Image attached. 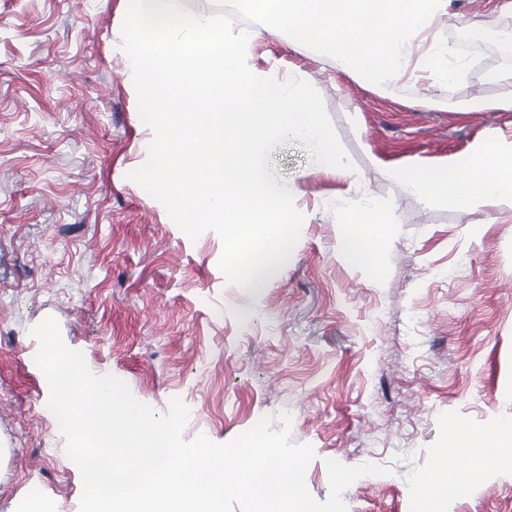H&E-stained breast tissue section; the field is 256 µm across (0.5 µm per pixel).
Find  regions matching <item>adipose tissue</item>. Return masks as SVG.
<instances>
[{"label":"adipose tissue","mask_w":512,"mask_h":512,"mask_svg":"<svg viewBox=\"0 0 512 512\" xmlns=\"http://www.w3.org/2000/svg\"><path fill=\"white\" fill-rule=\"evenodd\" d=\"M391 177L403 179L414 195L427 202H444L464 208L475 202L492 204L512 198V162L504 161L497 145L477 146L472 157L455 165L448 175H426L391 169ZM341 223L350 227L340 250L353 263H373L383 243V227L374 220L371 208L355 205L344 210ZM447 447L452 452L471 456L470 481H478L502 448L500 440L491 438L479 427L454 424L448 429Z\"/></svg>","instance_id":"ef3b65f1"}]
</instances>
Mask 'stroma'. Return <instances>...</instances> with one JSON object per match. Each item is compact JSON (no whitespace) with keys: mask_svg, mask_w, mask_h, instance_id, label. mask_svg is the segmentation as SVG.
<instances>
[{"mask_svg":"<svg viewBox=\"0 0 512 512\" xmlns=\"http://www.w3.org/2000/svg\"><path fill=\"white\" fill-rule=\"evenodd\" d=\"M127 0H0V512H78L83 484L48 408L32 330L54 317L90 369L158 411L189 410L185 439L223 443L262 418L291 419L311 445L305 472L330 493L327 460L388 467L343 494L347 512H512V455L464 488L438 479L449 424L495 433L512 422V199L458 209L412 195L389 168L441 174L477 144L512 158V0H448L422 50L478 55L439 106L428 81L385 90L287 35L247 24L248 65L310 82L353 171H323L309 147L272 149V171L303 214L280 274L227 284L222 245L183 233L128 174L146 159L132 70L120 50ZM381 211L371 265L340 253L350 200Z\"/></svg>","mask_w":512,"mask_h":512,"instance_id":"35a3bbf8","label":"stroma"}]
</instances>
